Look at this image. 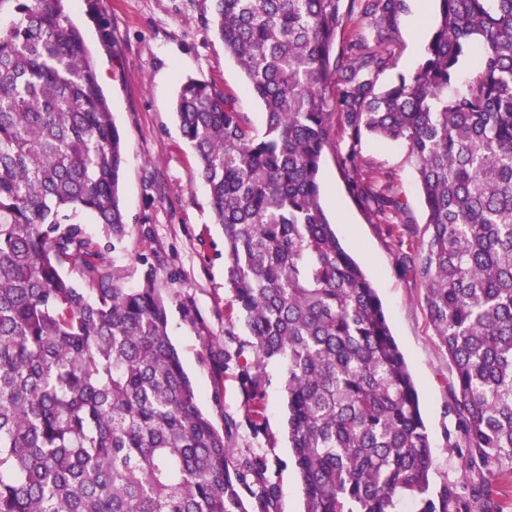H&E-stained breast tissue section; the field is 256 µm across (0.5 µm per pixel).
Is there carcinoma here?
I'll return each instance as SVG.
<instances>
[{"label":"carcinoma","instance_id":"cac0c4a2","mask_svg":"<svg viewBox=\"0 0 512 512\" xmlns=\"http://www.w3.org/2000/svg\"><path fill=\"white\" fill-rule=\"evenodd\" d=\"M15 2L0 28V512H249L245 491L269 512L279 487L262 458L232 461L152 281L120 286L76 227L86 216L125 236V147L71 0ZM436 2L422 62L378 88L405 0H213L265 128L214 83L178 89L253 339L242 377L254 390L252 366L283 369L304 512H500L494 481L512 474V0ZM336 119L352 141H399L412 157L426 238L401 268L448 353V447L477 483L431 488L407 361L326 216ZM340 166L376 216L401 213L391 175L379 184L352 153ZM76 262L82 287L64 273Z\"/></svg>","mask_w":512,"mask_h":512}]
</instances>
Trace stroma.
Returning <instances> with one entry per match:
<instances>
[{"mask_svg": "<svg viewBox=\"0 0 512 512\" xmlns=\"http://www.w3.org/2000/svg\"><path fill=\"white\" fill-rule=\"evenodd\" d=\"M212 0H72L70 14L96 63L98 82L125 145L121 192L127 234L89 218L80 228L124 287L152 280L168 312V334L185 371L200 392V406L241 456H258L266 477L280 488L270 512H304V499L288 443L281 369L261 371L262 392L253 395L239 363L253 360L252 338L225 282L224 229L212 221L209 190L196 174V154L182 138L174 113L180 83L198 78L233 97L256 130L264 109L247 90L243 75L225 52L210 23ZM435 23L433 0H406L393 20L385 51L393 66L378 85L410 74L420 62ZM355 151L365 170L391 174L404 206L401 221L416 232L396 243L387 225L354 197L337 157ZM325 212L343 246L372 280L396 341L417 385L433 441L432 487L463 480L462 460L448 448L454 427L448 411L454 377L421 301L422 288L400 270L403 249L417 248L423 208L413 161L399 142L365 139L350 145L335 128L333 146L320 170ZM262 419H254V410Z\"/></svg>", "mask_w": 512, "mask_h": 512, "instance_id": "obj_1", "label": "stroma"}]
</instances>
